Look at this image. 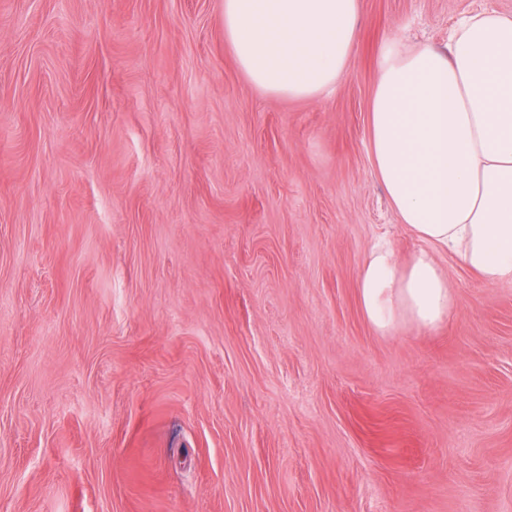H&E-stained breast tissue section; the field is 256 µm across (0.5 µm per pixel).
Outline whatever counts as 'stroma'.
Returning <instances> with one entry per match:
<instances>
[{
  "mask_svg": "<svg viewBox=\"0 0 512 512\" xmlns=\"http://www.w3.org/2000/svg\"><path fill=\"white\" fill-rule=\"evenodd\" d=\"M347 74L269 95L222 0H0V512H512V282L438 328L359 269L420 243L369 158L388 39L512 0H361Z\"/></svg>",
  "mask_w": 512,
  "mask_h": 512,
  "instance_id": "35a3bbf8",
  "label": "stroma"
}]
</instances>
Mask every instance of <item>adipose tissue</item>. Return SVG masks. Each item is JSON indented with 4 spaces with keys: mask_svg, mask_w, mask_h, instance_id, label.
<instances>
[{
    "mask_svg": "<svg viewBox=\"0 0 512 512\" xmlns=\"http://www.w3.org/2000/svg\"><path fill=\"white\" fill-rule=\"evenodd\" d=\"M361 0H224V39L260 90L331 92L358 41ZM373 171L400 224L423 247L399 262L376 244L357 278L382 336L431 330L455 305L438 250L485 283L512 281V12L461 16L445 46L382 44L369 107Z\"/></svg>",
    "mask_w": 512,
    "mask_h": 512,
    "instance_id": "1",
    "label": "adipose tissue"
}]
</instances>
